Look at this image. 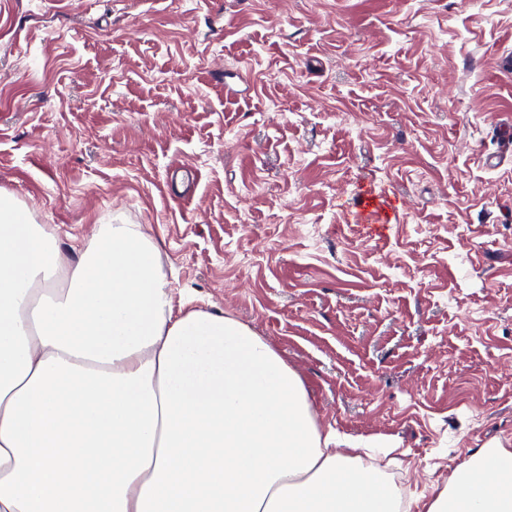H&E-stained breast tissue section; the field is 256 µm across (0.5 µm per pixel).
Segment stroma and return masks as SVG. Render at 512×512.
<instances>
[{"label":"stroma","instance_id":"stroma-1","mask_svg":"<svg viewBox=\"0 0 512 512\" xmlns=\"http://www.w3.org/2000/svg\"><path fill=\"white\" fill-rule=\"evenodd\" d=\"M507 55L512 0H0V188L65 249L145 225L176 308L247 324L423 499L512 451Z\"/></svg>","mask_w":512,"mask_h":512}]
</instances>
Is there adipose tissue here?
I'll list each match as a JSON object with an SVG mask.
<instances>
[{
    "label": "adipose tissue",
    "mask_w": 512,
    "mask_h": 512,
    "mask_svg": "<svg viewBox=\"0 0 512 512\" xmlns=\"http://www.w3.org/2000/svg\"><path fill=\"white\" fill-rule=\"evenodd\" d=\"M234 317L175 312L139 224L69 258L0 190V512H400L371 449ZM421 512H512V452L477 449Z\"/></svg>",
    "instance_id": "ef3b65f1"
}]
</instances>
